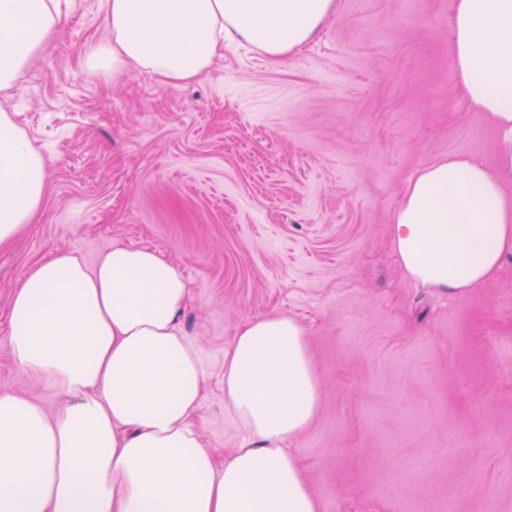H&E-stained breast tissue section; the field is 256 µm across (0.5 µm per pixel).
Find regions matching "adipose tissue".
Segmentation results:
<instances>
[{
	"mask_svg": "<svg viewBox=\"0 0 512 512\" xmlns=\"http://www.w3.org/2000/svg\"><path fill=\"white\" fill-rule=\"evenodd\" d=\"M109 38L94 73L137 72L179 87L225 47L280 63L337 0H103ZM63 24L60 0H0V91L14 89ZM456 86L495 131L496 166L451 154L406 185L391 224L407 278L451 295L481 287L512 255V0H454ZM47 165L0 109V245L41 210ZM192 290L165 253L122 244L94 265L55 253L30 266L1 343L14 366L63 393L47 415L0 389V512H319L291 444L321 407L306 330L271 312L202 343L183 324ZM231 448L201 434L208 389Z\"/></svg>",
	"mask_w": 512,
	"mask_h": 512,
	"instance_id": "1",
	"label": "adipose tissue"
}]
</instances>
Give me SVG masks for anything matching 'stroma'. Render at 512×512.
Returning a JSON list of instances; mask_svg holds the SVG:
<instances>
[{
	"instance_id": "1",
	"label": "stroma",
	"mask_w": 512,
	"mask_h": 512,
	"mask_svg": "<svg viewBox=\"0 0 512 512\" xmlns=\"http://www.w3.org/2000/svg\"><path fill=\"white\" fill-rule=\"evenodd\" d=\"M50 49L0 92L47 163L42 209L0 246V339L23 272L114 244L177 262L204 341L297 318L322 406L296 446L320 512H512V256L451 296L402 273L391 223L426 163H495L455 89L453 0H339L299 53L225 49L192 84L93 73L101 0H61ZM61 398L0 346V389Z\"/></svg>"
}]
</instances>
